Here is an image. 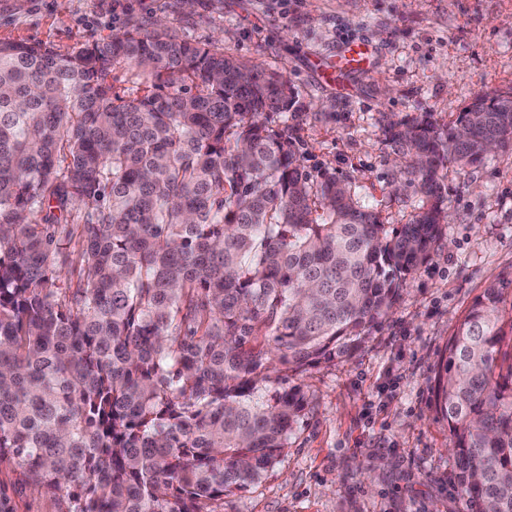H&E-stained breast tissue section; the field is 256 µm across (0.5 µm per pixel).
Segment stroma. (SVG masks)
Segmentation results:
<instances>
[{
    "mask_svg": "<svg viewBox=\"0 0 512 512\" xmlns=\"http://www.w3.org/2000/svg\"><path fill=\"white\" fill-rule=\"evenodd\" d=\"M164 20L174 34L284 73L306 109L288 122L307 169L328 167L372 194L385 223H406L413 188L386 146L387 118L446 123L478 92L512 87V0H0V41L61 55ZM348 39L374 49L368 74L324 82L314 60ZM448 228L368 346L348 361L289 373L311 404L262 481L214 512H469L454 490L448 424L434 379L449 337L493 281L512 279V147L449 171ZM16 512H58L40 486L0 472Z\"/></svg>",
    "mask_w": 512,
    "mask_h": 512,
    "instance_id": "35a3bbf8",
    "label": "stroma"
}]
</instances>
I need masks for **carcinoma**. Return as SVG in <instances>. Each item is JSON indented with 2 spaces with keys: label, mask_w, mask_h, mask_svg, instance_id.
<instances>
[{
  "label": "carcinoma",
  "mask_w": 512,
  "mask_h": 512,
  "mask_svg": "<svg viewBox=\"0 0 512 512\" xmlns=\"http://www.w3.org/2000/svg\"><path fill=\"white\" fill-rule=\"evenodd\" d=\"M303 109L286 75L162 22L68 55L0 42V470L60 512H210L257 485L310 405L273 362L361 352L446 233L441 172L512 145V88L388 120L418 195L392 227L267 120ZM511 287L484 289L436 375L471 512H512Z\"/></svg>",
  "instance_id": "1"
}]
</instances>
